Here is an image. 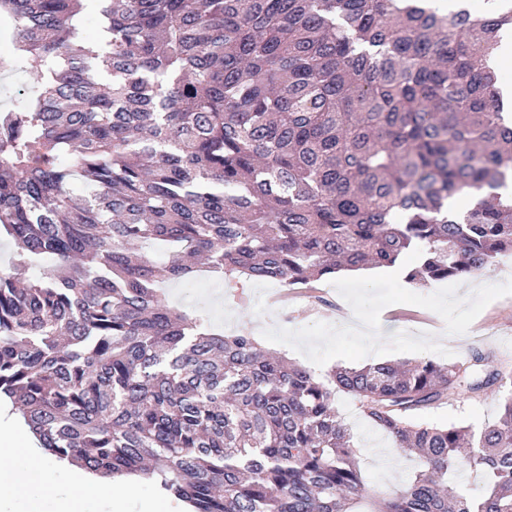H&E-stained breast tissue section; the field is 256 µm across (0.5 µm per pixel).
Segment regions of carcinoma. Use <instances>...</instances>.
<instances>
[{"mask_svg":"<svg viewBox=\"0 0 512 512\" xmlns=\"http://www.w3.org/2000/svg\"><path fill=\"white\" fill-rule=\"evenodd\" d=\"M100 21L79 36L86 10ZM23 111L0 112V395L50 455L142 475L191 512H512V393L479 430L424 414L512 385L475 352L327 375L170 306L201 275L465 278L512 252L509 0H0ZM168 253L154 261L146 247ZM53 265L32 274L41 259ZM364 418L418 469L366 486ZM469 470L470 494L448 481ZM496 65L501 69L503 81H509L512 85V35L504 37L493 51ZM505 68V69H503Z\"/></svg>","mask_w":512,"mask_h":512,"instance_id":"obj_1","label":"carcinoma"}]
</instances>
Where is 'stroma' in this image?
Segmentation results:
<instances>
[{"mask_svg": "<svg viewBox=\"0 0 512 512\" xmlns=\"http://www.w3.org/2000/svg\"><path fill=\"white\" fill-rule=\"evenodd\" d=\"M165 292L174 307L210 316L212 323L219 327L224 322H231L232 333L243 331L254 337L260 336L262 329L269 326L298 329L317 321L338 326L347 322L351 311L349 304L328 281L318 288L314 303H292L284 311L264 305L263 286L259 283H249L240 289L232 281L205 276L188 284L166 285ZM417 313L418 321L412 322L382 311L383 334L388 336L410 329L429 333L452 351L453 362L469 360L473 350L477 349L490 353L505 369H512V295L490 303L463 335L446 334L443 319L428 309L418 308ZM502 397L498 390L477 400L460 395L428 413L426 419L436 424L464 423L481 428L497 419ZM335 409L339 418L353 428L360 467L371 487L383 489L410 480L417 468L416 460L399 459L391 453L389 440L369 426L353 396L337 394ZM184 508V503L165 497L152 483L139 476L133 478L125 493V512H183Z\"/></svg>", "mask_w": 512, "mask_h": 512, "instance_id": "obj_1", "label": "stroma"}]
</instances>
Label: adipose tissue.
<instances>
[{
  "label": "adipose tissue",
  "instance_id": "ef3b65f1",
  "mask_svg": "<svg viewBox=\"0 0 512 512\" xmlns=\"http://www.w3.org/2000/svg\"><path fill=\"white\" fill-rule=\"evenodd\" d=\"M44 456L37 437L21 425L0 433V496L25 500L28 512H79L75 498L58 495L55 471Z\"/></svg>",
  "mask_w": 512,
  "mask_h": 512
}]
</instances>
